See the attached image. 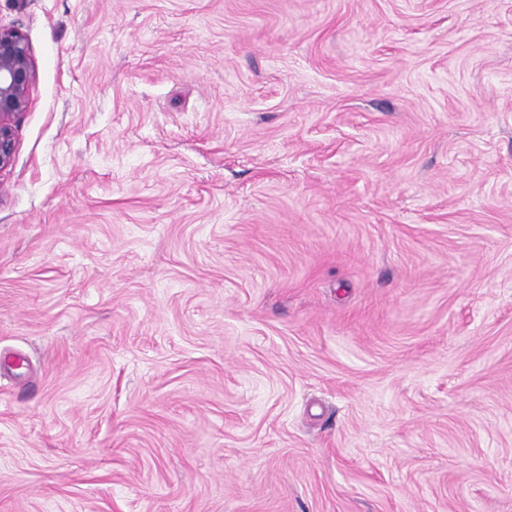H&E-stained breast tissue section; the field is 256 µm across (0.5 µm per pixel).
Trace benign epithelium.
Wrapping results in <instances>:
<instances>
[{
    "label": "benign epithelium",
    "mask_w": 512,
    "mask_h": 512,
    "mask_svg": "<svg viewBox=\"0 0 512 512\" xmlns=\"http://www.w3.org/2000/svg\"><path fill=\"white\" fill-rule=\"evenodd\" d=\"M36 67L29 44L17 30L0 27V169L16 151L15 118L28 105Z\"/></svg>",
    "instance_id": "7a95c632"
}]
</instances>
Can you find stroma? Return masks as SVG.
<instances>
[{"instance_id": "obj_1", "label": "stroma", "mask_w": 512, "mask_h": 512, "mask_svg": "<svg viewBox=\"0 0 512 512\" xmlns=\"http://www.w3.org/2000/svg\"><path fill=\"white\" fill-rule=\"evenodd\" d=\"M0 26V512H512V0ZM36 67L29 44L17 30L0 26V169L16 151L15 118L28 105Z\"/></svg>"}]
</instances>
